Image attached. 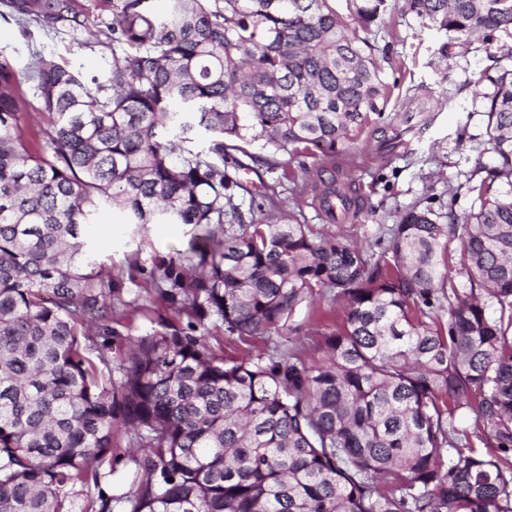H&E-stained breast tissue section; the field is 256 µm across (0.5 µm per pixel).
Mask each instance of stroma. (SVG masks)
<instances>
[{"instance_id":"1","label":"stroma","mask_w":512,"mask_h":512,"mask_svg":"<svg viewBox=\"0 0 512 512\" xmlns=\"http://www.w3.org/2000/svg\"><path fill=\"white\" fill-rule=\"evenodd\" d=\"M72 3L84 14L85 29L46 31L33 25L24 31L0 0V51L9 54L22 72L33 52L40 51L67 62L86 77L104 78L112 64V8L108 0ZM363 35L389 57L385 77L397 84L389 111H414L428 100L437 110L433 125L413 138L407 148L387 157L380 154L375 139L363 136L350 153L336 159L310 157L301 163L279 156L271 165L260 166L258 172L265 184L275 189L273 213L292 216L295 223L348 237L377 252L383 247L381 229L397 223L415 202L429 200L436 213H451L458 222L478 208L476 194L462 184L475 166L495 165L485 146L484 95L491 85L481 80L480 74L495 69L496 63L485 50L468 52L447 46L445 32L408 12L394 11L388 27H373ZM443 46L448 49L444 55L439 52ZM321 168L337 183L352 188L356 205L346 220H328L314 206L315 192L298 189L309 172ZM90 232L101 241L100 260L120 286L123 320L113 350L124 349L130 339L139 336L185 328L186 316L177 314L156 292L152 271L159 258L184 259L193 226L150 224L135 236L119 211L103 206ZM342 315L341 306L331 298L317 300L313 306L297 310L295 331L257 341V349L276 357L308 354L318 334L334 329Z\"/></svg>"}]
</instances>
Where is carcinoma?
<instances>
[{
  "instance_id": "obj_1",
  "label": "carcinoma",
  "mask_w": 512,
  "mask_h": 512,
  "mask_svg": "<svg viewBox=\"0 0 512 512\" xmlns=\"http://www.w3.org/2000/svg\"><path fill=\"white\" fill-rule=\"evenodd\" d=\"M345 2L364 30L391 18L388 0ZM153 3L112 0L102 83L35 55V144L0 52V512H512V68L491 79L480 209L443 224L414 204L376 254L238 203L252 147L334 158L368 134L386 154L436 118L385 113L383 66L336 0ZM404 6L463 44L512 33V0ZM11 7L84 25L71 0ZM320 183L325 203L354 206ZM101 206L200 230L190 264L155 263L190 332L108 355L121 316L89 237ZM326 294L344 317L309 360L225 358L194 334L215 316L264 339ZM116 424L139 476L118 496Z\"/></svg>"
}]
</instances>
